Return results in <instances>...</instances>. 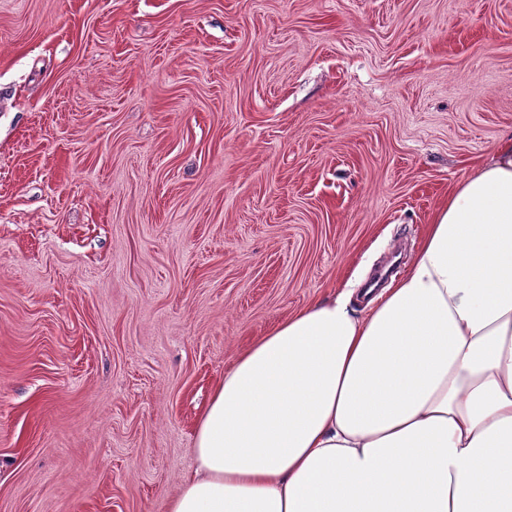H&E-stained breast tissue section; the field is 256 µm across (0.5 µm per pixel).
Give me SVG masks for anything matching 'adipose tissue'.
Instances as JSON below:
<instances>
[{
	"instance_id": "ef3b65f1",
	"label": "adipose tissue",
	"mask_w": 512,
	"mask_h": 512,
	"mask_svg": "<svg viewBox=\"0 0 512 512\" xmlns=\"http://www.w3.org/2000/svg\"><path fill=\"white\" fill-rule=\"evenodd\" d=\"M313 300L213 389L167 512H512V133L401 278Z\"/></svg>"
}]
</instances>
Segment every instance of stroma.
Wrapping results in <instances>:
<instances>
[{
	"mask_svg": "<svg viewBox=\"0 0 512 512\" xmlns=\"http://www.w3.org/2000/svg\"><path fill=\"white\" fill-rule=\"evenodd\" d=\"M512 131V0H0V512H167L278 321Z\"/></svg>",
	"mask_w": 512,
	"mask_h": 512,
	"instance_id": "1",
	"label": "stroma"
}]
</instances>
